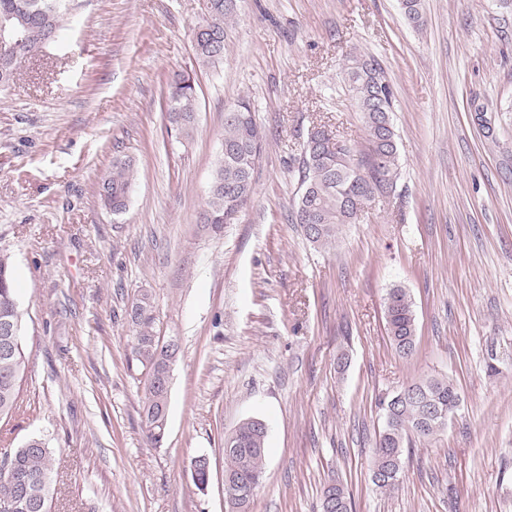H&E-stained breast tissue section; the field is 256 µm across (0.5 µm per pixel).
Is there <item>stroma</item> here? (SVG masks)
Returning <instances> with one entry per match:
<instances>
[{
  "label": "stroma",
  "mask_w": 512,
  "mask_h": 512,
  "mask_svg": "<svg viewBox=\"0 0 512 512\" xmlns=\"http://www.w3.org/2000/svg\"><path fill=\"white\" fill-rule=\"evenodd\" d=\"M421 3L417 27L401 0H238L206 67L192 30L207 0H72L56 41L0 90V249L26 356L0 453L46 440L52 512H225L224 435L250 417L269 427L250 512H319L332 478L354 512H512V0ZM352 53L393 88L399 175L317 249L291 221L293 160L323 121L363 141ZM177 72L198 84L184 142L165 127ZM243 97L265 142L251 200L216 235L200 213ZM117 155L138 176L115 214L97 182ZM397 285L417 317L409 359L384 319ZM143 291L180 345L158 447L128 368L125 310ZM430 377L453 380L461 407L413 443L398 490L376 491L380 400Z\"/></svg>",
  "instance_id": "obj_1"
}]
</instances>
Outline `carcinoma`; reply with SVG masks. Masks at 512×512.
<instances>
[{
	"instance_id": "1",
	"label": "carcinoma",
	"mask_w": 512,
	"mask_h": 512,
	"mask_svg": "<svg viewBox=\"0 0 512 512\" xmlns=\"http://www.w3.org/2000/svg\"><path fill=\"white\" fill-rule=\"evenodd\" d=\"M68 0H0V23L13 31L0 48V89L9 86L18 64L54 41L66 14ZM207 16L193 29L196 59L203 66L224 58L226 28L236 15V0H210ZM348 90L364 129V142L341 137L324 125L309 130L295 159L300 188L294 223L306 240L325 248L336 241L342 224H352L362 205L393 188L398 177V134L393 122L394 92L379 63L355 55L347 64ZM167 132L177 139L192 138L197 121V84L177 73L167 83ZM264 135L249 101L224 116L222 154L218 158L202 223L213 232L233 223L253 193V173ZM137 169L133 158L116 157L112 168L98 182V198L113 213L125 210ZM390 344L404 359L414 356L417 323L413 302L401 287L391 288L383 302ZM126 317L133 329L129 361L143 377L145 400L141 417L151 443L161 445L166 430L161 409L168 406V392L156 385L147 369L159 365L163 342L156 332L151 297L144 292L132 299ZM23 322L16 296L11 256L0 251V322ZM25 370L22 340L12 343L0 335V417L17 408ZM421 401L440 412L459 410L461 394L449 378L412 383ZM442 431L437 418H422L421 405L396 406L385 420L373 451L371 479L381 492L398 489L411 441L429 440ZM268 429L257 419L241 422L224 437V497L237 512H249L255 490L266 474ZM53 449L38 437L28 439L12 452L10 463L0 462V504H13L11 512H50ZM320 512H352V497L344 485L331 483L322 492Z\"/></svg>"
}]
</instances>
